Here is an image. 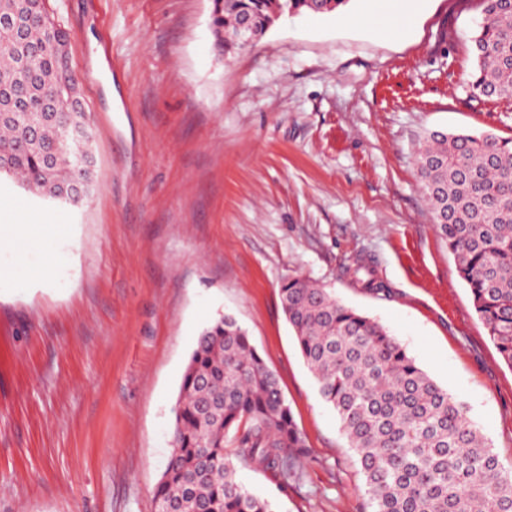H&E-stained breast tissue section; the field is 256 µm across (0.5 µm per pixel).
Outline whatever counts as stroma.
Returning <instances> with one entry per match:
<instances>
[{
	"label": "stroma",
	"mask_w": 512,
	"mask_h": 512,
	"mask_svg": "<svg viewBox=\"0 0 512 512\" xmlns=\"http://www.w3.org/2000/svg\"><path fill=\"white\" fill-rule=\"evenodd\" d=\"M89 112L79 205L0 178V512H154L182 373L233 315L310 450L302 480L238 466L275 512H369L365 480L283 314L300 277L389 327L512 464V368L480 322L420 187L432 131L512 138V96L474 95L480 0H424L395 34L358 6L281 17L221 55L209 0H51ZM365 264L385 293L362 288ZM41 215L32 211H19L11 216L6 223L0 226V242L10 243L14 240L26 238L36 242L31 235L32 229L40 225Z\"/></svg>",
	"instance_id": "35a3bbf8"
}]
</instances>
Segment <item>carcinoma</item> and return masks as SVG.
Instances as JSON below:
<instances>
[{
    "mask_svg": "<svg viewBox=\"0 0 512 512\" xmlns=\"http://www.w3.org/2000/svg\"><path fill=\"white\" fill-rule=\"evenodd\" d=\"M219 54L239 49L236 25L263 36L275 15L330 14L349 0H210ZM472 36L470 85L512 95V6L482 0ZM49 0H0V175L44 199L72 203L90 168L72 153L69 124L91 131L86 104L64 111L76 85ZM421 189L487 335L512 367V139L433 132L419 147ZM283 312L322 399L337 413L365 477L370 512H512L504 465L466 405L423 370L386 327L328 288L292 277ZM172 452L154 491L155 512H273L236 479L234 461L299 480L309 457L278 379L238 321L206 327L182 376Z\"/></svg>",
    "mask_w": 512,
    "mask_h": 512,
    "instance_id": "obj_1",
    "label": "carcinoma"
}]
</instances>
